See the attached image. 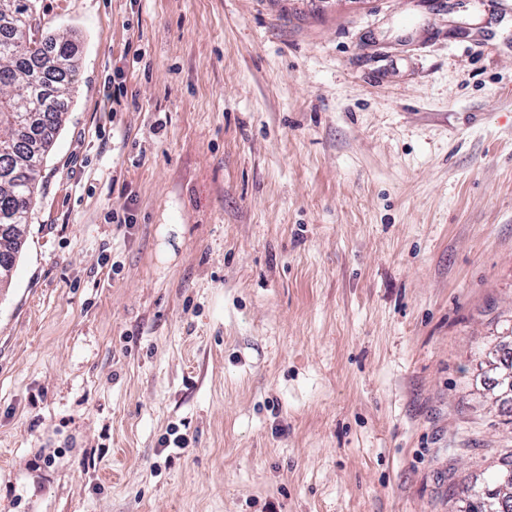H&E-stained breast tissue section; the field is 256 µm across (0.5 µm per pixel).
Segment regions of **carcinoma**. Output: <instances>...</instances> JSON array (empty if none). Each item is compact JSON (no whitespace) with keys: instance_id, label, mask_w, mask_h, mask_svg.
I'll return each mask as SVG.
<instances>
[{"instance_id":"1","label":"carcinoma","mask_w":512,"mask_h":512,"mask_svg":"<svg viewBox=\"0 0 512 512\" xmlns=\"http://www.w3.org/2000/svg\"><path fill=\"white\" fill-rule=\"evenodd\" d=\"M37 0H0V288L11 284L18 239L34 202L40 168L69 111L78 68L75 47L64 37L32 32ZM498 466L470 496L469 512H512L500 498Z\"/></svg>"}]
</instances>
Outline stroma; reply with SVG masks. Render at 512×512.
Listing matches in <instances>:
<instances>
[{
    "instance_id": "1",
    "label": "stroma",
    "mask_w": 512,
    "mask_h": 512,
    "mask_svg": "<svg viewBox=\"0 0 512 512\" xmlns=\"http://www.w3.org/2000/svg\"><path fill=\"white\" fill-rule=\"evenodd\" d=\"M38 10L79 71L0 290V512H452L512 453V0Z\"/></svg>"
}]
</instances>
